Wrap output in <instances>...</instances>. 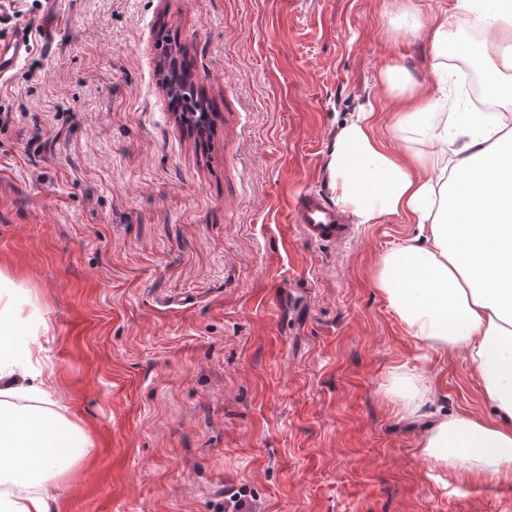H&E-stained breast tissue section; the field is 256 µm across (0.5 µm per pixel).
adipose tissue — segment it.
I'll list each match as a JSON object with an SVG mask.
<instances>
[{"label":"adipose tissue","mask_w":512,"mask_h":512,"mask_svg":"<svg viewBox=\"0 0 512 512\" xmlns=\"http://www.w3.org/2000/svg\"><path fill=\"white\" fill-rule=\"evenodd\" d=\"M480 42L456 38L453 15L423 16L414 0L402 15L427 33L439 56L455 49L479 69L485 97L512 103V0H468ZM434 90L421 91L399 65L381 81L395 98L390 126L408 152L387 147L378 114L356 113L332 145L327 171L337 206L356 223L403 215L414 236L385 252L376 284L418 346L461 351L483 383L495 415L428 419L438 387L398 367L394 395L404 419L423 422L419 452L442 469L512 483V127L463 109L439 59ZM48 325L22 280L0 269V512H51V478L93 446L90 434L59 412L44 374L40 340Z\"/></svg>","instance_id":"1"}]
</instances>
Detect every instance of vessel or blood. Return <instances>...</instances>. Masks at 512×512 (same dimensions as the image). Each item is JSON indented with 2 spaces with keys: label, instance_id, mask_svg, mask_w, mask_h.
I'll list each match as a JSON object with an SVG mask.
<instances>
[{
  "label": "vessel or blood",
  "instance_id": "b4317fda",
  "mask_svg": "<svg viewBox=\"0 0 512 512\" xmlns=\"http://www.w3.org/2000/svg\"><path fill=\"white\" fill-rule=\"evenodd\" d=\"M31 51L30 33L18 27L11 35H0V82L14 76L19 64ZM293 222L303 235L322 245H340L352 236L353 227L337 211L326 194L310 192L299 197Z\"/></svg>",
  "mask_w": 512,
  "mask_h": 512
}]
</instances>
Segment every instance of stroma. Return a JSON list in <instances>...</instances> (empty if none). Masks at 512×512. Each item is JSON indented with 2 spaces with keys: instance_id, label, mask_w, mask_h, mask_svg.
I'll return each instance as SVG.
<instances>
[{
  "instance_id": "obj_1",
  "label": "stroma",
  "mask_w": 512,
  "mask_h": 512,
  "mask_svg": "<svg viewBox=\"0 0 512 512\" xmlns=\"http://www.w3.org/2000/svg\"><path fill=\"white\" fill-rule=\"evenodd\" d=\"M404 0H15L33 49L0 85V267L50 331L46 372L94 447L52 512H512V483L420 455L387 391L494 414L463 352L418 350L374 275L413 234L390 216L326 248L292 224L330 191L342 123L393 63L432 86ZM217 114L177 123L159 31ZM392 386L393 394L402 400V418L419 422L431 415L426 413V407L436 399L438 387L434 381L402 365L393 373Z\"/></svg>"
}]
</instances>
